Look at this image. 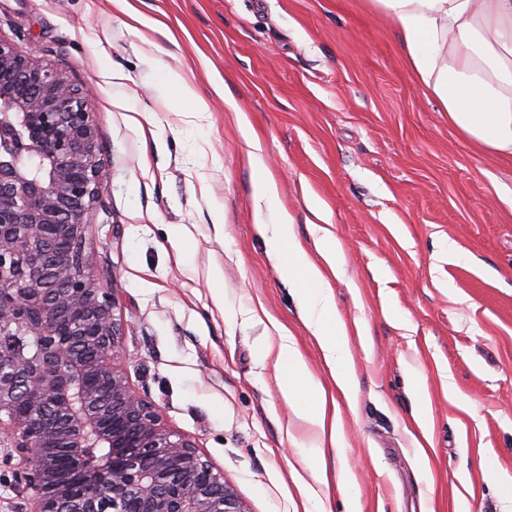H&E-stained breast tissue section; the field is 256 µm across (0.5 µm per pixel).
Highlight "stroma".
Returning <instances> with one entry per match:
<instances>
[{"label":"stroma","mask_w":512,"mask_h":512,"mask_svg":"<svg viewBox=\"0 0 512 512\" xmlns=\"http://www.w3.org/2000/svg\"><path fill=\"white\" fill-rule=\"evenodd\" d=\"M137 7L166 32L136 34L112 0H0V34L92 89L105 179L87 250L116 294L130 383L249 512H305L310 486L347 512L337 487L314 484L302 451L317 446L330 472L349 468L359 512H512L498 485L512 476V160L449 125L369 0ZM172 73L207 112L166 88ZM260 175L309 250L319 201L344 263L327 278L356 377L341 448L281 397L285 366L260 358L278 323L330 379L257 230Z\"/></svg>","instance_id":"stroma-1"}]
</instances>
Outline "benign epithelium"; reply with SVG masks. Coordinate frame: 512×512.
I'll list each match as a JSON object with an SVG mask.
<instances>
[{
	"label": "benign epithelium",
	"mask_w": 512,
	"mask_h": 512,
	"mask_svg": "<svg viewBox=\"0 0 512 512\" xmlns=\"http://www.w3.org/2000/svg\"><path fill=\"white\" fill-rule=\"evenodd\" d=\"M0 446L17 512H248L118 369L86 252L104 171L92 92L0 35Z\"/></svg>",
	"instance_id": "obj_1"
}]
</instances>
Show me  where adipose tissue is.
Wrapping results in <instances>:
<instances>
[{"mask_svg":"<svg viewBox=\"0 0 512 512\" xmlns=\"http://www.w3.org/2000/svg\"><path fill=\"white\" fill-rule=\"evenodd\" d=\"M374 9L395 21L408 63L420 85L448 114V122L480 149L512 157V0H371ZM277 189L268 180L254 186L258 230L270 244V256L296 283L301 315L316 337L336 390L351 398L353 359L347 328L324 288L326 272L341 273L336 241L316 240V254L302 246L287 212L275 206ZM262 358H275L288 375L280 385L297 417L328 438L345 441L326 391L310 371L292 336L266 338Z\"/></svg>","mask_w":512,"mask_h":512,"instance_id":"adipose-tissue-1","label":"adipose tissue"}]
</instances>
